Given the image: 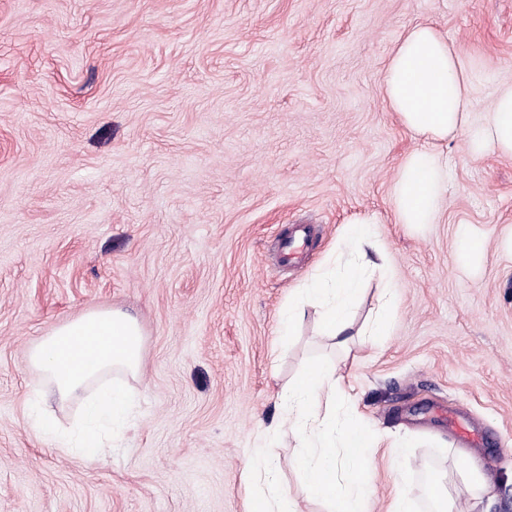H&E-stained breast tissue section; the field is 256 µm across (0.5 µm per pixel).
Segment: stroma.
<instances>
[{
  "label": "stroma",
  "instance_id": "1",
  "mask_svg": "<svg viewBox=\"0 0 512 512\" xmlns=\"http://www.w3.org/2000/svg\"><path fill=\"white\" fill-rule=\"evenodd\" d=\"M429 21L474 75L473 110L512 83V0H0V512H260L243 472L284 415L288 385L334 365L370 430L411 438L375 455L370 512L394 483L431 512H512V157L442 146L437 223H396L392 185L418 140L390 112L382 75L405 26ZM377 216L399 287L380 347L339 348L308 311L281 342L294 288L346 225ZM313 230L303 268L276 240ZM485 240L478 271L456 229ZM144 329L135 424L91 464L25 420L29 395L63 425L68 401L26 367L31 345L84 311ZM490 476L474 498L460 437ZM299 512H325L296 461L269 450Z\"/></svg>",
  "mask_w": 512,
  "mask_h": 512
}]
</instances>
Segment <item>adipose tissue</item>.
I'll list each match as a JSON object with an SVG mask.
<instances>
[{
    "instance_id": "1",
    "label": "adipose tissue",
    "mask_w": 512,
    "mask_h": 512,
    "mask_svg": "<svg viewBox=\"0 0 512 512\" xmlns=\"http://www.w3.org/2000/svg\"><path fill=\"white\" fill-rule=\"evenodd\" d=\"M384 99L400 123L423 146L401 163L392 195L397 223H436L447 192L444 166L436 142L461 133L473 160L491 153L512 156V85L502 86L484 117L473 120L472 76L448 38L430 23L406 27L394 43L383 76ZM376 217L356 219L344 238V263L318 269L295 292L281 320V334L293 335L306 307L320 311L322 333L347 344L359 337L378 345L386 334L395 301V279L383 262L384 247L375 230ZM378 279L373 318L355 327L353 310L367 282ZM287 419L281 434L303 441L298 468L307 477L310 495L327 500L333 512H367L376 474L370 458L385 450L400 458L405 440L389 443L364 429L349 394L332 370L316 364L288 391ZM247 483L264 491V512H295L277 481L276 465L263 448L247 464Z\"/></svg>"
}]
</instances>
